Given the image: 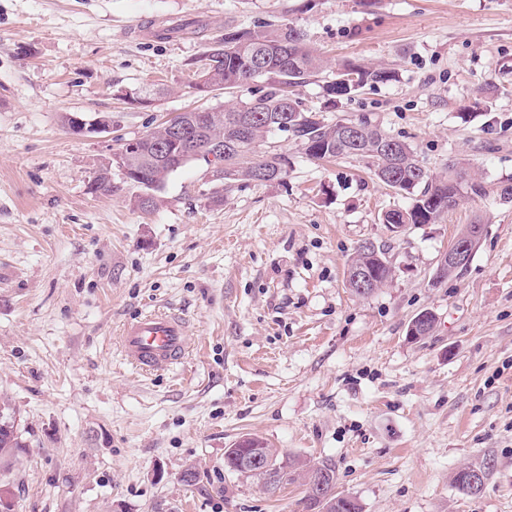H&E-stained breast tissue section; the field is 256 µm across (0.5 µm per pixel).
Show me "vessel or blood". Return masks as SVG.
Listing matches in <instances>:
<instances>
[{"mask_svg":"<svg viewBox=\"0 0 512 512\" xmlns=\"http://www.w3.org/2000/svg\"><path fill=\"white\" fill-rule=\"evenodd\" d=\"M184 320L171 313L153 312L127 324L120 336L125 360L143 371H165L178 367L187 349Z\"/></svg>","mask_w":512,"mask_h":512,"instance_id":"vessel-or-blood-1","label":"vessel or blood"}]
</instances>
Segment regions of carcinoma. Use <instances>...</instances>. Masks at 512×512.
Returning a JSON list of instances; mask_svg holds the SVG:
<instances>
[{
    "label": "carcinoma",
    "instance_id": "obj_1",
    "mask_svg": "<svg viewBox=\"0 0 512 512\" xmlns=\"http://www.w3.org/2000/svg\"><path fill=\"white\" fill-rule=\"evenodd\" d=\"M195 74L203 83L192 88L206 93L204 87L232 93L250 83L260 82L253 98L209 109V127L198 133V140L224 138V159L219 163L194 151L181 157L160 156L155 138L160 130L144 135L136 149L122 144L125 176L134 184L155 191L178 169L194 160L208 166L223 165L220 184L236 182L283 183L288 178V155L264 149L275 132L288 134L311 160L341 156L367 161L373 175L398 194L409 196L404 208L383 215L385 224H433L452 209L464 193L480 195L483 187L475 180L460 177L437 178L423 166L417 152L365 116L339 118L327 122L307 109L295 96L294 88L325 70V61L313 50L306 33L293 23L280 25L257 21L248 27L227 25L194 62ZM398 72L384 66H367L351 60L337 64L336 72L324 86L328 100L350 98L367 85L387 83ZM91 189L112 190L111 168L96 172ZM353 262H360L377 281L390 276L391 265L384 250H357ZM24 448L15 421L0 414V471H8ZM346 497L337 494L319 502H304L305 512H361L360 506L347 508Z\"/></svg>",
    "mask_w": 512,
    "mask_h": 512
}]
</instances>
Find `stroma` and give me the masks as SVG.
Listing matches in <instances>:
<instances>
[{
  "instance_id": "obj_1",
  "label": "stroma",
  "mask_w": 512,
  "mask_h": 512,
  "mask_svg": "<svg viewBox=\"0 0 512 512\" xmlns=\"http://www.w3.org/2000/svg\"><path fill=\"white\" fill-rule=\"evenodd\" d=\"M183 25L139 40L147 20ZM294 22L328 65L381 64L397 81L326 104V121L370 117L434 175L466 162L486 192L433 224L393 233L405 196L363 161L308 159L287 134L286 184L213 192L195 160L138 209L113 169L123 142L199 98L193 62L221 26ZM112 119L76 135L67 114ZM512 0H0V413L24 450L0 475L12 512H301V481L268 490L224 467L247 435L280 456L329 459L335 491L362 512H512ZM481 244L436 281L468 225ZM370 241L392 279L367 296L346 282ZM165 309L189 324L169 373L125 364L127 321ZM433 332L412 342L421 311ZM484 467L476 496L453 484ZM197 478L185 483V469Z\"/></svg>"
}]
</instances>
